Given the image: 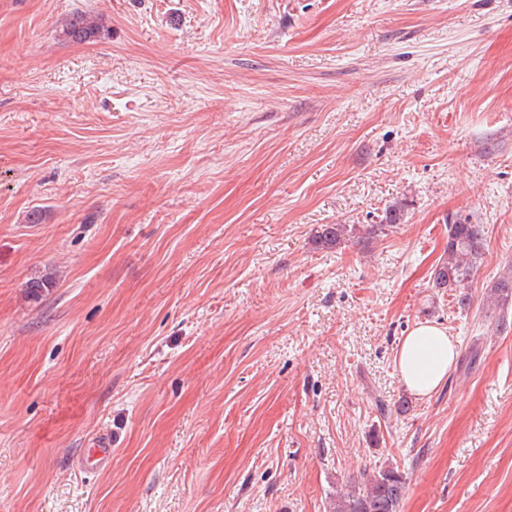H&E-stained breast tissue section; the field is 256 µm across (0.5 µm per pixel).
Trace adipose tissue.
Masks as SVG:
<instances>
[{
  "label": "adipose tissue",
  "instance_id": "1",
  "mask_svg": "<svg viewBox=\"0 0 512 512\" xmlns=\"http://www.w3.org/2000/svg\"><path fill=\"white\" fill-rule=\"evenodd\" d=\"M457 355L458 344L445 328L434 323H419L400 345L396 371L409 393L425 396L445 382Z\"/></svg>",
  "mask_w": 512,
  "mask_h": 512
}]
</instances>
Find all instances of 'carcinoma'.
Wrapping results in <instances>:
<instances>
[{
  "label": "carcinoma",
  "mask_w": 512,
  "mask_h": 512,
  "mask_svg": "<svg viewBox=\"0 0 512 512\" xmlns=\"http://www.w3.org/2000/svg\"><path fill=\"white\" fill-rule=\"evenodd\" d=\"M103 27L91 14L76 10L65 28L66 37L74 43H90L101 37ZM404 207L395 203L385 214L384 223L372 224L366 229L367 236H375L386 228L403 223ZM352 231L347 224H325L313 244L330 249L347 239ZM484 227L468 219H459L448 225V256L436 268L433 285L455 293L459 307L470 305L471 298L465 292L466 284L477 269L485 253ZM494 304H506L512 300V272L502 275L489 291ZM408 490L407 476L393 466H383L347 491L336 493L330 504V512H401Z\"/></svg>",
  "instance_id": "cac0c4a2"
}]
</instances>
